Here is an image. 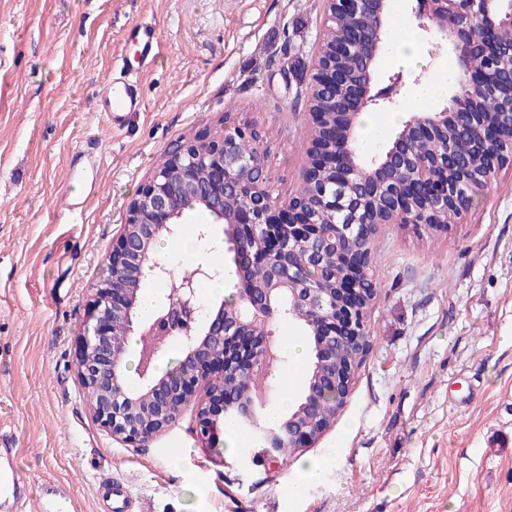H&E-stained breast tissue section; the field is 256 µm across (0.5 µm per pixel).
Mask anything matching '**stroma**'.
Wrapping results in <instances>:
<instances>
[{"label": "stroma", "instance_id": "obj_1", "mask_svg": "<svg viewBox=\"0 0 512 512\" xmlns=\"http://www.w3.org/2000/svg\"><path fill=\"white\" fill-rule=\"evenodd\" d=\"M141 23L160 41L144 70ZM328 26L326 0H0V448L26 500L59 482L79 512H115L117 480L150 512H512L510 166L447 230L377 226L369 350L331 426L276 472L240 467L247 431L220 429L237 449L211 451L194 407L139 447L88 408L78 336L129 201L171 143L225 117L260 130L272 197L295 196ZM426 63L379 62L380 77L403 76L395 111L456 60ZM107 79L140 98L119 129L97 110ZM302 458L324 466L297 493Z\"/></svg>", "mask_w": 512, "mask_h": 512}]
</instances>
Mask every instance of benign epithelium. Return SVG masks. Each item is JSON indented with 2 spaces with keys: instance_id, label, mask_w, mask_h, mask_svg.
I'll return each mask as SVG.
<instances>
[{
  "instance_id": "benign-epithelium-1",
  "label": "benign epithelium",
  "mask_w": 512,
  "mask_h": 512,
  "mask_svg": "<svg viewBox=\"0 0 512 512\" xmlns=\"http://www.w3.org/2000/svg\"><path fill=\"white\" fill-rule=\"evenodd\" d=\"M411 11L417 26L448 40L456 49L457 64L468 75L469 93L458 95L449 106L435 112H412L402 132L381 153L368 155L357 140L362 113L385 109L394 99L375 90L377 62L387 34L390 0H328L330 17L341 11L368 18V27L356 29L333 48V56H318L315 76L324 84L343 89L341 112H314L319 130L313 140L311 167L304 181L320 206L339 213L341 220L327 230L313 217L307 199L293 197L279 205L265 188L267 174L258 155L237 149L241 138L258 137L247 124L227 127L207 139L200 149L194 139L174 143L166 159L180 171L170 181L156 170L128 204V220L112 244V275L92 289L89 314L79 337L77 376L85 390L95 420L112 437L140 445L164 432L182 414L196 389H204L197 406V437L217 445V427L226 415L255 426L262 409L250 389H232L249 380L272 351L273 325L288 320L309 328L313 364L301 402L275 427L258 428V448L253 458L267 467L279 465V449L306 448L325 431L321 419L329 398L346 401L355 367L336 361V350L356 344L367 347L364 310L370 298L366 288L370 251L352 241L369 242L374 225L363 216L368 208L389 215L386 222L416 224L423 202H433L446 216L467 208L468 195L448 176L468 165L449 153L423 160L413 158L411 140L433 135L448 127L459 132L478 125L483 169L495 172L512 165V113H474L466 100L487 89L505 52L499 43L500 22L489 5L493 0H414ZM479 20L482 36L472 34ZM363 58L358 79L336 66L346 53ZM486 59L480 72L469 67L473 55ZM414 161L437 177L429 182H391L388 172ZM245 194L249 203L226 212L224 193ZM196 203L220 223L221 233L198 237L199 247L212 251L221 239L233 252L237 283L233 300L218 307L201 300L197 283L174 276L166 260L157 258L159 239L174 237L186 207ZM304 248L308 262L294 261ZM336 257L335 267L324 263L326 253ZM150 267L156 280L166 285L165 303L144 320L143 270ZM257 268L260 280L251 278ZM136 341L141 382L127 376L124 362L129 342ZM182 358L161 371L158 361L171 345Z\"/></svg>"
}]
</instances>
